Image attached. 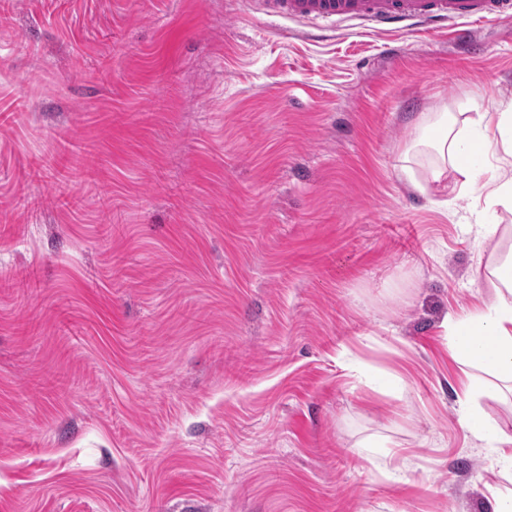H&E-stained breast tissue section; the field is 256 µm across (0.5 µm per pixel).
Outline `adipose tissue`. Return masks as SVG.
Here are the masks:
<instances>
[{
    "instance_id": "adipose-tissue-1",
    "label": "adipose tissue",
    "mask_w": 512,
    "mask_h": 512,
    "mask_svg": "<svg viewBox=\"0 0 512 512\" xmlns=\"http://www.w3.org/2000/svg\"><path fill=\"white\" fill-rule=\"evenodd\" d=\"M419 127V145L435 157L431 182L452 180L454 189L484 199L488 207L512 212V170L468 160L476 150L512 156V104L501 112H437L423 117ZM488 274L491 301L465 316L447 317L443 326L449 354L467 375L459 399L461 426L512 462V434L492 426L475 402L488 376L512 392V253L492 259Z\"/></svg>"
}]
</instances>
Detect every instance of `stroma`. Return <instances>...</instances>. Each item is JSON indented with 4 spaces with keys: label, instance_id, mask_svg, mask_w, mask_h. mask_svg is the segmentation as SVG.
Returning a JSON list of instances; mask_svg holds the SVG:
<instances>
[{
    "label": "stroma",
    "instance_id": "stroma-1",
    "mask_svg": "<svg viewBox=\"0 0 512 512\" xmlns=\"http://www.w3.org/2000/svg\"><path fill=\"white\" fill-rule=\"evenodd\" d=\"M473 31L0 0V512H492L442 323L512 237L399 169L512 101Z\"/></svg>",
    "mask_w": 512,
    "mask_h": 512
}]
</instances>
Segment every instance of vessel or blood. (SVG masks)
<instances>
[{
	"mask_svg": "<svg viewBox=\"0 0 512 512\" xmlns=\"http://www.w3.org/2000/svg\"><path fill=\"white\" fill-rule=\"evenodd\" d=\"M263 14L294 21H360L385 30L403 24L490 23L512 18V0H258Z\"/></svg>",
	"mask_w": 512,
	"mask_h": 512,
	"instance_id": "vessel-or-blood-1",
	"label": "vessel or blood"
}]
</instances>
